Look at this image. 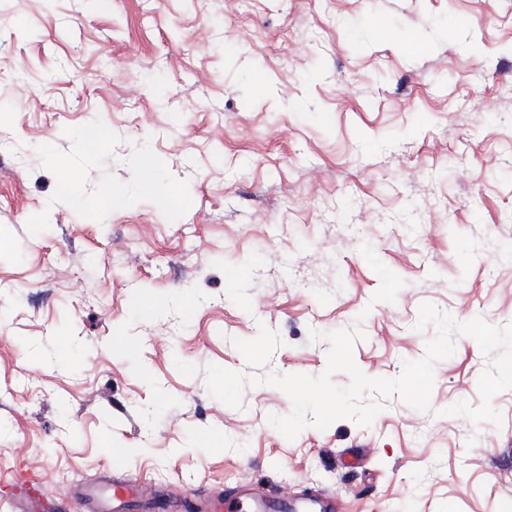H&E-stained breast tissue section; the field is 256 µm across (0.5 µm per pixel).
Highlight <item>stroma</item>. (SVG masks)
Returning <instances> with one entry per match:
<instances>
[{"label": "stroma", "instance_id": "35a3bbf8", "mask_svg": "<svg viewBox=\"0 0 512 512\" xmlns=\"http://www.w3.org/2000/svg\"><path fill=\"white\" fill-rule=\"evenodd\" d=\"M0 109V512L31 481L51 512H99L85 492L112 483L127 512L246 488L512 512V389L501 423L445 413L482 402L468 336L430 411L393 394L291 440L267 422L283 391L233 408L206 381L320 375L342 329L366 376L398 377L436 335L425 303L512 324V0H0ZM156 170V160L148 153V151H140L138 157L137 178L142 192L153 193L156 191Z\"/></svg>", "mask_w": 512, "mask_h": 512}]
</instances>
